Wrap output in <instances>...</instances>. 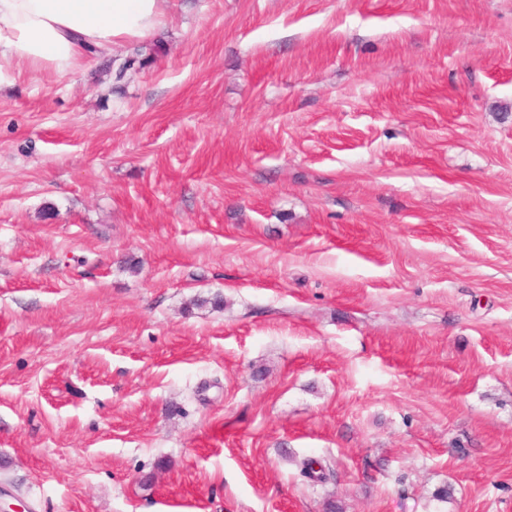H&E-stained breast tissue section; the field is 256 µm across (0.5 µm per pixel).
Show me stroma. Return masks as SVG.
I'll list each match as a JSON object with an SVG mask.
<instances>
[{
  "mask_svg": "<svg viewBox=\"0 0 512 512\" xmlns=\"http://www.w3.org/2000/svg\"><path fill=\"white\" fill-rule=\"evenodd\" d=\"M143 45L0 82V489L512 512V0H168Z\"/></svg>",
  "mask_w": 512,
  "mask_h": 512,
  "instance_id": "obj_1",
  "label": "stroma"
}]
</instances>
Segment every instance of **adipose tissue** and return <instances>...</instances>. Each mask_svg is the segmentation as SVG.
<instances>
[{
  "label": "adipose tissue",
  "mask_w": 512,
  "mask_h": 512,
  "mask_svg": "<svg viewBox=\"0 0 512 512\" xmlns=\"http://www.w3.org/2000/svg\"><path fill=\"white\" fill-rule=\"evenodd\" d=\"M166 0H0V76L66 75L163 26Z\"/></svg>",
  "instance_id": "ef3b65f1"
}]
</instances>
